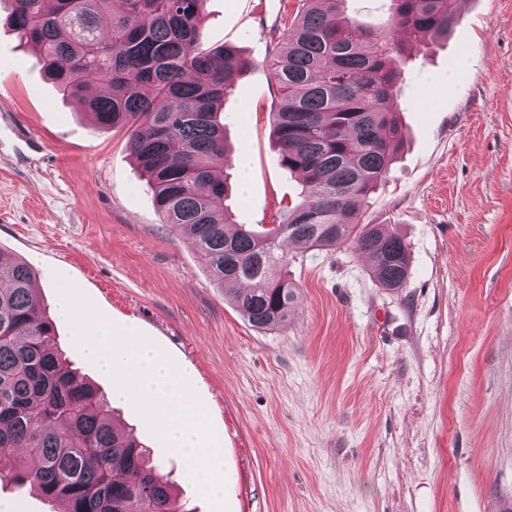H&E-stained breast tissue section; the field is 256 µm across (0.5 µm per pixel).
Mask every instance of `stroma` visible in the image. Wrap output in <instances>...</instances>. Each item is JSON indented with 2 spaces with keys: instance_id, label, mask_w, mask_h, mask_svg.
Instances as JSON below:
<instances>
[{
  "instance_id": "stroma-1",
  "label": "stroma",
  "mask_w": 512,
  "mask_h": 512,
  "mask_svg": "<svg viewBox=\"0 0 512 512\" xmlns=\"http://www.w3.org/2000/svg\"><path fill=\"white\" fill-rule=\"evenodd\" d=\"M282 0H207L204 43L252 67L224 104L247 172L226 167L236 223L275 224L302 183L271 135L266 63ZM0 4V252L30 263L48 310L72 284L95 319L186 373L216 433L227 512H512V0H464L448 36L401 65L404 146L365 208L409 245L406 288H381L343 244L289 253L287 323L250 327L192 240L161 223L126 135L95 128L9 27ZM428 108H421V100ZM64 356L104 396L114 381L56 320ZM114 416L211 512L185 458L133 404ZM0 465V503L57 512Z\"/></svg>"
}]
</instances>
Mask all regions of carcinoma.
Listing matches in <instances>:
<instances>
[{"instance_id":"carcinoma-1","label":"carcinoma","mask_w":512,"mask_h":512,"mask_svg":"<svg viewBox=\"0 0 512 512\" xmlns=\"http://www.w3.org/2000/svg\"><path fill=\"white\" fill-rule=\"evenodd\" d=\"M8 2V25L57 88L97 128L126 131L162 223L193 240L216 284H246L231 300L250 326L288 321L285 242L304 253L351 241L380 287H406L408 244L364 222L363 205L403 146L400 60L455 27L458 0H389L385 34L350 17L345 0H298L292 14L283 5L285 33L267 56L279 95L271 127L304 194L263 230L224 209L219 108L252 61L230 43L200 49L206 0ZM55 336L32 267L0 254V460H18L11 480L61 512H193Z\"/></svg>"}]
</instances>
